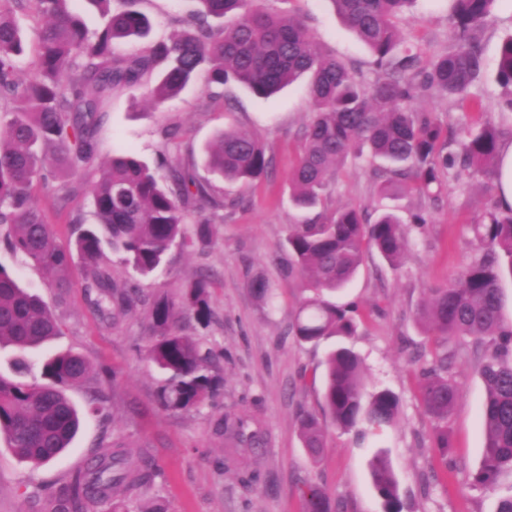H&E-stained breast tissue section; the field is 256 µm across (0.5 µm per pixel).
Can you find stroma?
<instances>
[{
  "instance_id": "stroma-1",
  "label": "stroma",
  "mask_w": 512,
  "mask_h": 512,
  "mask_svg": "<svg viewBox=\"0 0 512 512\" xmlns=\"http://www.w3.org/2000/svg\"><path fill=\"white\" fill-rule=\"evenodd\" d=\"M261 5L301 14L322 52L370 75V53L339 22L328 0H262ZM196 8L195 0H144L151 39L167 38L177 30L178 19ZM450 11L449 0H418L413 15L396 21L404 47L425 59L445 51ZM511 33L512 0H499L493 18L480 31L485 76L475 91L485 119L502 130L506 144L512 142V112L504 108L505 91L493 74L499 46ZM102 110L100 166L125 152L157 162L164 150L163 131L169 127L180 132L177 155L186 162L228 126L256 132L274 158L267 177L248 185H225L222 209L190 213V222L203 217L211 221V247L172 250L167 271L149 279L135 277L118 256L107 257L115 280L150 298L179 292L197 274L209 275L214 318L206 327L186 318L182 330L222 355L223 387L213 406L177 414L164 411L157 402L162 376L139 353L149 340L145 310L116 323L102 318L90 305L85 277L77 269L64 300H57L36 267L0 245V264L16 271L23 285L53 305L62 321L61 336L47 349L28 352L33 369H40L49 352L82 354L96 372L89 382L70 388L71 398L84 407L99 389L114 410L108 420L86 414L71 448L38 468L20 462L0 439V512H54L68 475L86 464L100 444L116 440L146 454L157 468L153 484L135 498L136 512H149L157 500L167 512H304L303 493L311 484L324 488L342 512H385L369 466L380 452L394 469L402 512H497L499 500L512 494V473L504 472L493 489L472 484L485 446V388L479 367L488 348L468 337L448 344V374L458 395L446 421L447 455L434 446L436 422L425 412L419 392V371L431 363L433 343L417 311L428 288L447 285L477 251L470 226L496 200L495 192L485 188L484 174L442 175V199L435 203L406 190L380 194L367 160L350 159L336 169L327 208L395 207L405 218L420 210L428 217L425 233L409 232L401 267L392 268L378 254L366 253L355 279L336 296L337 304L357 305L358 334L348 345L363 361L367 390L387 389L400 401L394 425L361 445L330 422L322 377L333 342L314 345L294 336L301 289L282 279L277 264L287 254L290 225L307 218L293 207L288 188L302 132L313 116L305 84H293L263 100L235 83L210 85L202 71L161 108L148 102L145 88L135 87L115 93ZM36 200L61 244L77 236L71 216L82 215L88 224L95 221L89 186L78 177L58 175L38 188ZM259 274L274 290L273 304L258 301L251 292L250 283ZM304 410L327 425V446L315 462L299 438L298 416ZM227 412L254 419L265 438L263 448L239 454L230 467L224 459L231 447L216 430ZM243 468L261 474L257 487L240 484Z\"/></svg>"
}]
</instances>
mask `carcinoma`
<instances>
[{
	"instance_id": "carcinoma-1",
	"label": "carcinoma",
	"mask_w": 512,
	"mask_h": 512,
	"mask_svg": "<svg viewBox=\"0 0 512 512\" xmlns=\"http://www.w3.org/2000/svg\"><path fill=\"white\" fill-rule=\"evenodd\" d=\"M73 0H0V241L38 268L49 287H69L79 265L95 293L93 305L104 318H114L137 305L147 307L151 340L148 358L163 373L158 392L161 407L171 413L198 410L218 394L223 377L210 349L182 334L181 322L192 315L204 326L213 317L209 304L211 281L191 280L178 294L150 302L136 288L118 286L102 263L104 249L141 277L166 264L178 248L193 251L212 242V224L205 219L186 231L188 207H224L211 185L198 180L178 158H163L151 166L134 153L112 157L90 182L96 223L79 226L74 245L60 244L46 215L35 201L36 189L67 159L77 171L93 164L101 107L112 93L137 85L149 86L155 105L176 96L209 66L211 81L242 84L268 98L281 88L308 77L313 118L303 132L297 164L288 175L294 205L316 207L336 167L354 154L368 155L376 164L381 192L404 186L432 200L433 186L444 172L496 171L501 131L493 123H467L454 150L448 133L431 112L411 102L438 94L470 113H482L474 92L484 75L482 44L477 33L487 24L496 0H452L448 50L424 62L403 47L394 23L414 0H330L345 26L369 48L374 76L367 79L334 56L320 51L299 15L272 14L257 0H198L201 9L146 51L119 56L115 43L144 38L150 31L140 0H87L96 6L103 27L89 31L70 8ZM27 10L45 25L38 30L37 72L17 78V59L26 37L14 14ZM236 15L228 27L219 24ZM155 85H150L153 75ZM495 80L512 90V36L499 47ZM203 164L230 182H250L267 176L273 156L260 137L228 128L203 149ZM165 170L159 176L157 169ZM478 248L471 262L444 286L430 289L418 317L439 337L432 366L421 369L422 400L436 426V448L448 454L447 428L441 425L457 398L448 378V340L470 336L492 348L481 368L486 396L482 425L486 438L483 458L473 481L494 487L501 474L512 471V323L502 313L501 282L512 275V208L499 206L470 225ZM407 241L396 210L373 214L343 207L322 213L309 224H292L288 257L280 261L287 281L298 280L302 297L294 335L317 344L336 336L356 334L354 308L339 306L330 295L347 286L375 250L392 268L402 264ZM62 332L61 321L42 298L23 288L16 273L0 265V347L12 346V377L0 375V435L21 461L42 466L56 461L77 435L81 416L66 389L85 381L92 366L81 354L62 351L41 366L44 382L28 381L26 352L43 346ZM365 369L360 356L340 345L326 358L324 406L340 429L359 439L396 419L399 399L380 389L364 397ZM224 435L242 448L263 445L259 429L234 413L224 414ZM303 447L317 460L327 447L322 423L312 414L299 422ZM88 466L65 483L58 512H85L112 502L109 512H132L130 494L148 483V466L132 468L124 445H100ZM374 486L386 512H400L397 480L389 460L376 455L370 462ZM306 512H339L318 485L304 491Z\"/></svg>"
}]
</instances>
